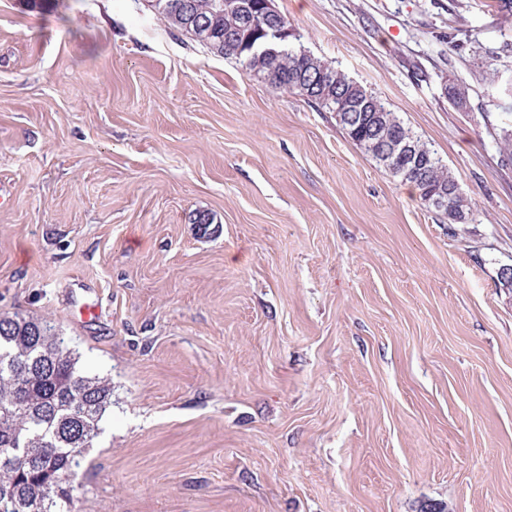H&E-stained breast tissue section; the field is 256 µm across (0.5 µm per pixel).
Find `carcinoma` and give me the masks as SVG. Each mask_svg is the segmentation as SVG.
I'll list each match as a JSON object with an SVG mask.
<instances>
[{"instance_id":"1","label":"carcinoma","mask_w":512,"mask_h":512,"mask_svg":"<svg viewBox=\"0 0 512 512\" xmlns=\"http://www.w3.org/2000/svg\"><path fill=\"white\" fill-rule=\"evenodd\" d=\"M152 0L168 28L188 35L209 53L233 60L247 73L326 112L351 113L338 124L352 142L394 179L411 184L432 210L446 196L465 215L470 204L427 143L387 103L302 47L287 41L277 57L262 53L271 28L262 0ZM206 23L199 31L190 18ZM112 410V386L87 375L50 321L0 314V512H65L72 504L69 477L80 466Z\"/></svg>"}]
</instances>
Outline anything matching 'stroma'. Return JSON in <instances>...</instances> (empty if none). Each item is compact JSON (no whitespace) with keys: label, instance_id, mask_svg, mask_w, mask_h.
I'll return each mask as SVG.
<instances>
[{"label":"stroma","instance_id":"obj_1","mask_svg":"<svg viewBox=\"0 0 512 512\" xmlns=\"http://www.w3.org/2000/svg\"><path fill=\"white\" fill-rule=\"evenodd\" d=\"M490 2L276 0L447 165L474 213L451 224L148 0H0V313L112 385L72 512H512Z\"/></svg>","mask_w":512,"mask_h":512}]
</instances>
